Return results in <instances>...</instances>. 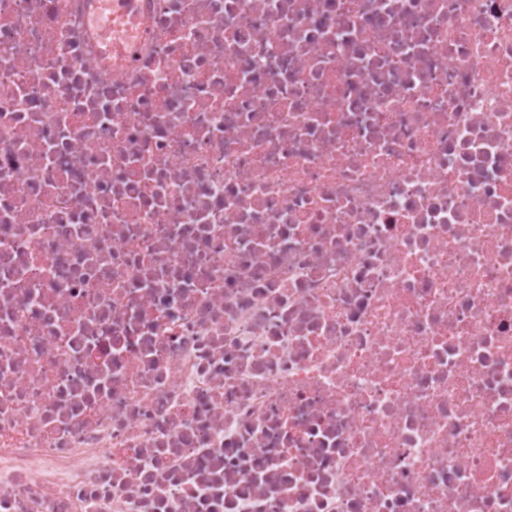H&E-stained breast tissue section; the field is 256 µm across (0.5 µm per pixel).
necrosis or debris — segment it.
<instances>
[{
    "label": "necrosis or debris",
    "mask_w": 512,
    "mask_h": 512,
    "mask_svg": "<svg viewBox=\"0 0 512 512\" xmlns=\"http://www.w3.org/2000/svg\"><path fill=\"white\" fill-rule=\"evenodd\" d=\"M0 512H512V0H0Z\"/></svg>",
    "instance_id": "obj_1"
}]
</instances>
